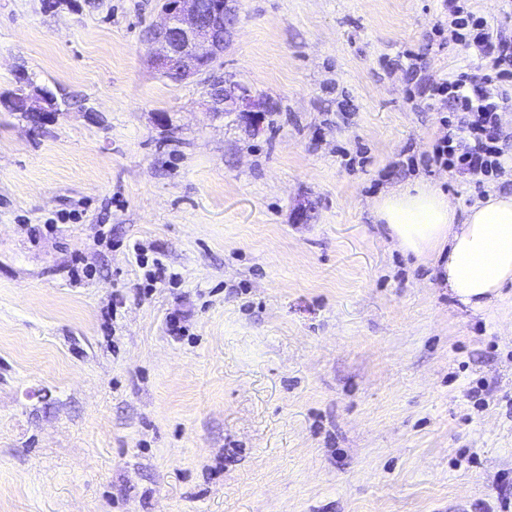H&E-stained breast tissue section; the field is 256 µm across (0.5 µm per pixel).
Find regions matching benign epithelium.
<instances>
[{
    "label": "benign epithelium",
    "mask_w": 512,
    "mask_h": 512,
    "mask_svg": "<svg viewBox=\"0 0 512 512\" xmlns=\"http://www.w3.org/2000/svg\"><path fill=\"white\" fill-rule=\"evenodd\" d=\"M163 12L164 21L152 30L149 42L151 65L164 76L176 73L185 80L207 68L224 54L236 32L237 0H211L208 7L202 0H164ZM212 98L244 112L250 108L244 89L222 88ZM8 106L42 116L54 111V102L41 90L12 98Z\"/></svg>",
    "instance_id": "benign-epithelium-1"
}]
</instances>
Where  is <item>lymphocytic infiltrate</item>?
Returning <instances> with one entry per match:
<instances>
[{
  "label": "lymphocytic infiltrate",
  "instance_id": "1",
  "mask_svg": "<svg viewBox=\"0 0 512 512\" xmlns=\"http://www.w3.org/2000/svg\"><path fill=\"white\" fill-rule=\"evenodd\" d=\"M444 6L455 41L476 49L492 64L485 72L461 71L453 79L432 86L434 99L456 113L458 120L436 141L429 160L478 178L496 176L503 169L504 154L499 112L505 98L498 88L503 77L500 63L512 58V46L490 29L484 17L465 11L459 0H445Z\"/></svg>",
  "mask_w": 512,
  "mask_h": 512
}]
</instances>
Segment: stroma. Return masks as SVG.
Wrapping results in <instances>:
<instances>
[{
	"label": "stroma",
	"mask_w": 512,
	"mask_h": 512,
	"mask_svg": "<svg viewBox=\"0 0 512 512\" xmlns=\"http://www.w3.org/2000/svg\"><path fill=\"white\" fill-rule=\"evenodd\" d=\"M160 7L0 0V96L66 100L0 105V512H512V285L464 306L372 214L512 192V147L425 163L431 85L484 64L442 0H239L181 82ZM7 104L20 112H32L42 116L54 112L55 108V101H51L42 90H37L34 95L22 93L18 97L11 98Z\"/></svg>",
	"instance_id": "stroma-1"
}]
</instances>
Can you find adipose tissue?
Masks as SVG:
<instances>
[{
  "mask_svg": "<svg viewBox=\"0 0 512 512\" xmlns=\"http://www.w3.org/2000/svg\"><path fill=\"white\" fill-rule=\"evenodd\" d=\"M373 212L396 248L433 260L463 305L483 309L512 283V196L492 192L463 210L440 189L416 183L380 196Z\"/></svg>",
  "mask_w": 512,
  "mask_h": 512,
  "instance_id": "adipose-tissue-1",
  "label": "adipose tissue"
}]
</instances>
